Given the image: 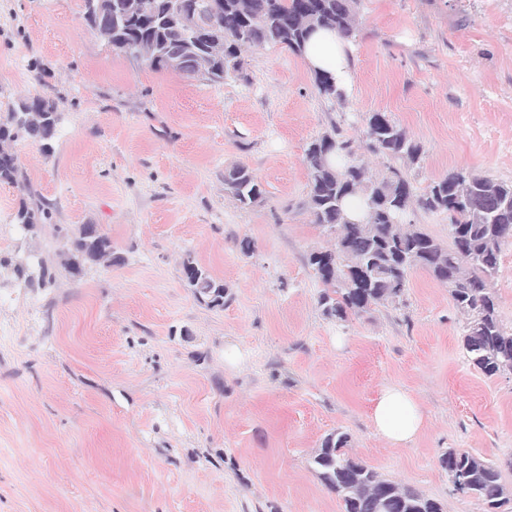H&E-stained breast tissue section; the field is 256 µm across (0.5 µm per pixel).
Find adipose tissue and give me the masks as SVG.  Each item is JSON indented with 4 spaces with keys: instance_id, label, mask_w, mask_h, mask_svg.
<instances>
[{
    "instance_id": "ef3b65f1",
    "label": "adipose tissue",
    "mask_w": 512,
    "mask_h": 512,
    "mask_svg": "<svg viewBox=\"0 0 512 512\" xmlns=\"http://www.w3.org/2000/svg\"><path fill=\"white\" fill-rule=\"evenodd\" d=\"M305 63L310 70L327 72L342 91L353 84V46L336 31L319 28L310 39ZM376 433L394 446L412 444L423 427V415L415 400L405 390L389 386L379 395L372 412Z\"/></svg>"
}]
</instances>
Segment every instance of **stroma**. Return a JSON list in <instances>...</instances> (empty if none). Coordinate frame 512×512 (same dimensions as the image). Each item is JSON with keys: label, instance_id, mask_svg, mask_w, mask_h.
I'll use <instances>...</instances> for the list:
<instances>
[{"label": "stroma", "instance_id": "35a3bbf8", "mask_svg": "<svg viewBox=\"0 0 512 512\" xmlns=\"http://www.w3.org/2000/svg\"><path fill=\"white\" fill-rule=\"evenodd\" d=\"M81 5L0 0V123L37 95L62 114L51 151L13 143L18 163L56 223L97 225L119 257L51 288L0 276V512H341L309 466L335 431L444 512H483L452 493L451 449L502 465L512 492V372L473 368L446 285L417 269L399 302L323 315L307 257L331 237L303 163L336 126L384 172L364 133L382 112L424 149L417 189L453 169L511 184L512 0H358L342 101L272 45L247 52L246 83L153 71ZM238 164L261 181L260 206L225 193ZM188 255L223 279L224 308L185 288ZM491 291L512 333V239ZM388 385L424 414L410 446L370 422Z\"/></svg>", "mask_w": 512, "mask_h": 512}]
</instances>
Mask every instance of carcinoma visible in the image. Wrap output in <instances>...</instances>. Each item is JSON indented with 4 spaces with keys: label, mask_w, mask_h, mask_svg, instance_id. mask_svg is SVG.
<instances>
[{
    "label": "carcinoma",
    "mask_w": 512,
    "mask_h": 512,
    "mask_svg": "<svg viewBox=\"0 0 512 512\" xmlns=\"http://www.w3.org/2000/svg\"><path fill=\"white\" fill-rule=\"evenodd\" d=\"M82 2L84 21L113 49L154 71L214 84L229 77L246 79L244 53L250 48L280 45L302 57L318 26L333 28L348 39L356 32L357 0H182L184 12L198 13L190 31L173 10V0ZM315 84L328 100L344 98L325 73L315 74ZM61 120L54 103L37 96L22 101L20 110L0 124V183L18 193L14 220L23 240L52 224L53 208L33 190L9 146L28 138L48 149ZM365 133L370 152L408 168L423 154V146L381 112L368 117ZM303 160L313 221L333 239L332 248L308 256L323 284L318 298L323 315L346 321L374 306L392 304L405 294L410 272L420 268L448 286L455 307L466 316L462 342L473 367L488 376L512 371V333L500 323L490 292L500 270L501 246L512 238V184L456 169L418 194L400 167L389 165L378 175L371 172L337 128L309 142ZM224 192L242 208L258 206L265 197L257 176L243 165L224 172ZM355 196L364 203L361 219L352 218L346 208ZM416 207L448 215L451 245L404 223ZM54 230L66 247L62 267L74 282L92 265L110 267L119 260L112 240L94 224L75 230L56 224ZM0 269L27 288H47L57 277L56 267L35 254H0ZM182 274L200 305L224 308V282L190 255L182 262ZM348 443V434L331 433L310 461L321 483L340 501L342 512H443L437 501L410 485L382 478L351 456ZM441 462L453 492L480 500L484 512H499L509 503L500 466L455 450Z\"/></svg>",
    "instance_id": "1"
}]
</instances>
